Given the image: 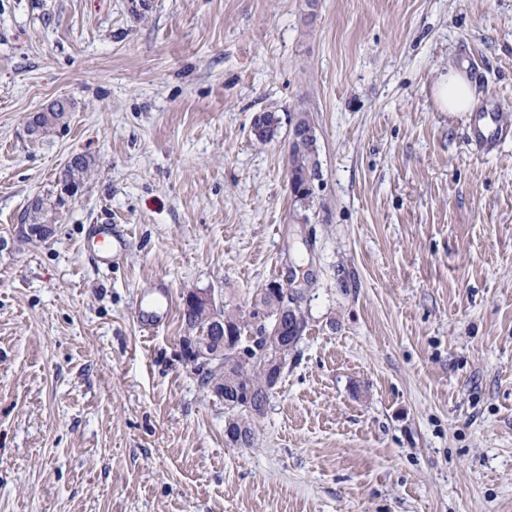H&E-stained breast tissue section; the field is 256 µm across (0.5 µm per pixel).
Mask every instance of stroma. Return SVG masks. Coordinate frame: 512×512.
<instances>
[{
    "instance_id": "obj_1",
    "label": "stroma",
    "mask_w": 512,
    "mask_h": 512,
    "mask_svg": "<svg viewBox=\"0 0 512 512\" xmlns=\"http://www.w3.org/2000/svg\"><path fill=\"white\" fill-rule=\"evenodd\" d=\"M452 69L473 111L438 106ZM76 155L54 237L0 256V512H512V0H0V235ZM93 224L128 230L111 270ZM272 281L306 328L236 448L136 299ZM262 120L252 125V135L259 143H269L274 140L279 130V118L273 112H263ZM312 124V122H311ZM312 133L308 137L298 138L292 141L288 147L287 166H288V182L290 180L301 184L303 179L305 184L303 191L306 195L301 199L295 200L302 207L310 203V197L313 191L314 180L317 176V167L314 172L310 171L307 175L304 174L310 168L317 165L318 158V143L315 132V127L312 124ZM309 193V194H307Z\"/></svg>"
}]
</instances>
